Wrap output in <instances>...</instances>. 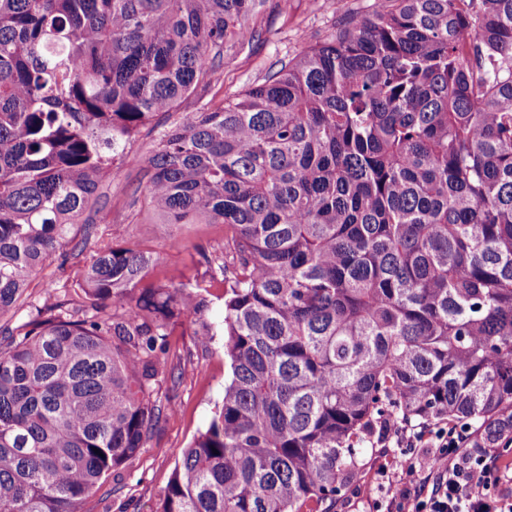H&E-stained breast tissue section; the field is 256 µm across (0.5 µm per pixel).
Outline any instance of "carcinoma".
Masks as SVG:
<instances>
[{"label":"carcinoma","mask_w":512,"mask_h":512,"mask_svg":"<svg viewBox=\"0 0 512 512\" xmlns=\"http://www.w3.org/2000/svg\"><path fill=\"white\" fill-rule=\"evenodd\" d=\"M266 4L0 0V319L91 243L115 165L157 223L224 225L218 323L205 281L154 286L129 242L0 326V512H81L144 447L177 323L224 335L230 375L158 512H321L391 417L512 434V0H374L133 151ZM93 252L92 245L88 246L82 253H78V249L75 251V255L69 256L64 265H61L62 259L56 254L53 258L47 262L45 269L40 273L36 280L32 283L28 293L30 297L28 302L34 305H43L48 299V295H45L41 288L37 287V283L42 277L50 278L54 281L55 287L57 288L56 296H63L65 293L77 298V294H81L79 283L82 280V274L84 267L86 266L90 255ZM54 297L49 302L54 301Z\"/></svg>","instance_id":"cac0c4a2"}]
</instances>
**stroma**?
Masks as SVG:
<instances>
[{"label": "stroma", "instance_id": "1", "mask_svg": "<svg viewBox=\"0 0 512 512\" xmlns=\"http://www.w3.org/2000/svg\"><path fill=\"white\" fill-rule=\"evenodd\" d=\"M372 0H290L287 11L269 5L263 24L271 39L240 53L224 70V92L238 94L260 82L271 64L288 60L309 44L326 39L348 12L368 11ZM140 179L137 169L118 165L104 185V197L91 210L95 234L106 240H145L157 264L155 283L187 281L196 273V246L216 257L224 255V227L220 224H154L147 214L129 205V193ZM89 252L53 257L42 272L52 279L57 295L77 296ZM180 355V376L164 385L158 398L165 410L154 434L140 452L104 482L82 505V512H157L176 463L185 448L211 421L224 396L228 365L224 339L216 337L209 348L198 346L193 330L176 328L169 338ZM395 448L383 447L378 435L361 446L359 466L347 488L337 496L331 512H368L387 495L401 491L395 477Z\"/></svg>", "mask_w": 512, "mask_h": 512}]
</instances>
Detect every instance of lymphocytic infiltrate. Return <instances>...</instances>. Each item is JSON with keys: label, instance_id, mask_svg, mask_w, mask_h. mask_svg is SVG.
Wrapping results in <instances>:
<instances>
[{"label": "lymphocytic infiltrate", "instance_id": "lymphocytic-infiltrate-1", "mask_svg": "<svg viewBox=\"0 0 512 512\" xmlns=\"http://www.w3.org/2000/svg\"><path fill=\"white\" fill-rule=\"evenodd\" d=\"M386 434L399 449L396 479L399 496L375 503L374 512H512V475L501 471L487 453L468 445L470 426L387 424ZM428 456H418V449Z\"/></svg>", "mask_w": 512, "mask_h": 512}]
</instances>
